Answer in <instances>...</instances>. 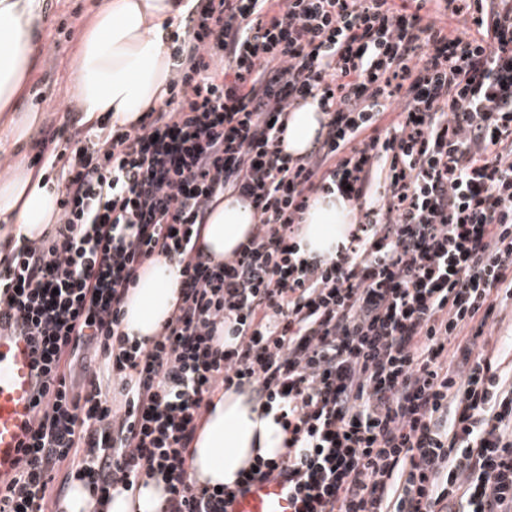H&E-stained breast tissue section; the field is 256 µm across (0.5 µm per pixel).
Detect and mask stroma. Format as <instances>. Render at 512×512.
I'll use <instances>...</instances> for the list:
<instances>
[{
	"instance_id": "stroma-1",
	"label": "stroma",
	"mask_w": 512,
	"mask_h": 512,
	"mask_svg": "<svg viewBox=\"0 0 512 512\" xmlns=\"http://www.w3.org/2000/svg\"><path fill=\"white\" fill-rule=\"evenodd\" d=\"M99 4L100 0H43L36 69L14 107L15 116L34 111L39 120L20 141L0 123V156L5 160L32 164L39 142L65 123L77 75L78 35Z\"/></svg>"
}]
</instances>
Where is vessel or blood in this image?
<instances>
[{
    "instance_id": "1",
    "label": "vessel or blood",
    "mask_w": 512,
    "mask_h": 512,
    "mask_svg": "<svg viewBox=\"0 0 512 512\" xmlns=\"http://www.w3.org/2000/svg\"><path fill=\"white\" fill-rule=\"evenodd\" d=\"M37 353L30 337L0 328V481L10 477L26 453L39 382ZM300 494L287 474L240 487L226 512H301Z\"/></svg>"
}]
</instances>
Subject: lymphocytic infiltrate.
I'll return each instance as SVG.
<instances>
[{"mask_svg": "<svg viewBox=\"0 0 512 512\" xmlns=\"http://www.w3.org/2000/svg\"><path fill=\"white\" fill-rule=\"evenodd\" d=\"M165 106L75 129L58 218L0 262L43 381L0 512H46L56 466L97 504L161 475L163 512H224L190 448L222 390L288 436L303 512H512V365L485 333L512 303V0H193ZM325 120L295 157L289 112ZM257 222L218 260L224 193ZM340 195L361 218L335 254L301 223ZM178 301L130 339L126 299L153 257Z\"/></svg>", "mask_w": 512, "mask_h": 512, "instance_id": "lymphocytic-infiltrate-1", "label": "lymphocytic infiltrate"}]
</instances>
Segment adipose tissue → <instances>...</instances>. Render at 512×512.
Here are the masks:
<instances>
[{
    "instance_id": "ef3b65f1",
    "label": "adipose tissue",
    "mask_w": 512,
    "mask_h": 512,
    "mask_svg": "<svg viewBox=\"0 0 512 512\" xmlns=\"http://www.w3.org/2000/svg\"><path fill=\"white\" fill-rule=\"evenodd\" d=\"M187 0H103L84 29L73 104L83 122L110 115L120 126L137 123L163 105L172 76L168 24L186 14ZM42 0H0V112L11 111L33 65ZM323 119L316 103L301 104L288 115L282 146L301 156L310 148ZM57 189L18 167L0 181V243L24 235L38 238L55 222ZM354 220L352 206L332 196L318 198L304 216L305 250L335 252ZM255 224L254 211L237 196H225L208 218L202 239L216 259L231 256ZM176 273L167 259L146 264L126 303V331L143 340L159 334L178 298ZM191 447L190 472L201 484L233 485L239 470L256 456L284 455L286 434L273 417H262L248 395L220 392ZM164 491L148 486L112 492L108 512H161Z\"/></svg>"
}]
</instances>
